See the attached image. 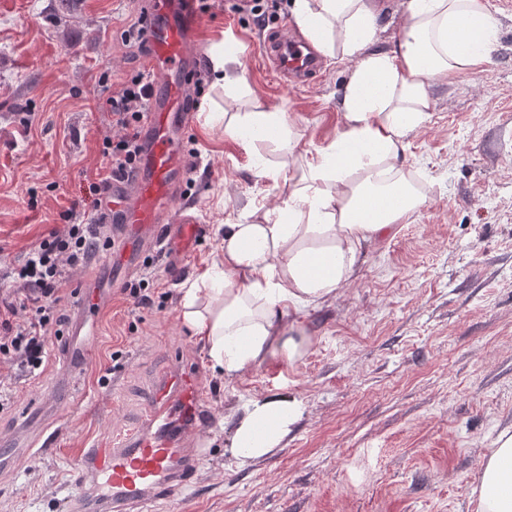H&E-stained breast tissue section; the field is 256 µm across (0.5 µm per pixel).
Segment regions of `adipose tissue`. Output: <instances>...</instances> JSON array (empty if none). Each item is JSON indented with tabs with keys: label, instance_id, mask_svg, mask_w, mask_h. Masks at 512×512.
I'll list each match as a JSON object with an SVG mask.
<instances>
[{
	"label": "adipose tissue",
	"instance_id": "adipose-tissue-1",
	"mask_svg": "<svg viewBox=\"0 0 512 512\" xmlns=\"http://www.w3.org/2000/svg\"><path fill=\"white\" fill-rule=\"evenodd\" d=\"M293 16L324 55L351 63L342 127L315 154L292 161L280 205L225 225L216 258L184 290L180 317L229 380L276 360L298 362L311 338L291 313L335 297L354 279L364 248L426 202L429 184L408 160V138L432 117L431 86L486 64L497 40L487 0H411L389 50L376 46L374 0H294ZM300 414L280 392L247 402L230 436L235 465L275 454ZM475 508L512 512L510 432L482 462Z\"/></svg>",
	"mask_w": 512,
	"mask_h": 512
}]
</instances>
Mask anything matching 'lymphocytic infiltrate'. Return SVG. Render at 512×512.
<instances>
[{"mask_svg": "<svg viewBox=\"0 0 512 512\" xmlns=\"http://www.w3.org/2000/svg\"><path fill=\"white\" fill-rule=\"evenodd\" d=\"M153 77L144 69L123 84L106 105L119 135L105 138L104 155L111 163L90 181V208L65 232L42 239L26 262L15 269L14 285L0 298V365L39 376L48 363L47 343L60 333L65 315L59 291L72 270L93 261L101 250L105 227L97 220L102 194L113 178L132 176L140 157V124L152 93Z\"/></svg>", "mask_w": 512, "mask_h": 512, "instance_id": "1", "label": "lymphocytic infiltrate"}]
</instances>
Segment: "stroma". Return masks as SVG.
<instances>
[{
	"label": "stroma",
	"instance_id": "1",
	"mask_svg": "<svg viewBox=\"0 0 512 512\" xmlns=\"http://www.w3.org/2000/svg\"><path fill=\"white\" fill-rule=\"evenodd\" d=\"M196 64L204 90L186 136L198 167L178 206L208 232L183 267L147 249L160 295L138 308L108 277L105 257L75 269L60 291L74 313L81 286L102 289L96 333L48 346L49 364L17 383L0 411V512H80L81 449L108 448L142 426L159 378L197 375L212 422L191 487L159 512H475L481 462L512 431V9L498 22L489 64L431 89L430 122L410 159L432 183L426 203L382 243L364 249L352 284L298 316L312 338L297 363L274 361L235 382L213 369L180 321L181 288L215 256L225 224L286 199L285 148L209 122L212 113H283L296 153L326 146L341 126L347 64L328 61L305 85L284 82L264 55L274 32L295 30L293 0H207ZM409 0H379L378 48H392ZM145 0H0V270L63 233L114 135L105 102L143 66L121 35ZM235 49L236 83L214 81L211 54ZM267 163L272 172L257 171ZM287 391L301 405L283 447L245 468L227 440L241 405Z\"/></svg>",
	"mask_w": 512,
	"mask_h": 512
}]
</instances>
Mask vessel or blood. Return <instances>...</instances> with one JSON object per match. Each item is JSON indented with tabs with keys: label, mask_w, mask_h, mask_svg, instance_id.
Masks as SVG:
<instances>
[{
	"label": "vessel or blood",
	"mask_w": 512,
	"mask_h": 512,
	"mask_svg": "<svg viewBox=\"0 0 512 512\" xmlns=\"http://www.w3.org/2000/svg\"><path fill=\"white\" fill-rule=\"evenodd\" d=\"M147 3L150 52L145 68L154 83L141 127L140 161L131 178L113 180L97 209L102 223L112 227L109 258L126 272L137 269L152 243L164 245L173 264L183 265L205 234L189 210L172 209L184 178V144L194 118L186 89L201 19L195 0ZM266 54L281 76L296 82L321 70L315 49L295 35L269 38ZM99 302L98 289L84 291L76 308L79 328H96ZM209 419L193 376L162 381L147 404L142 431L115 448L82 449L79 465L91 481L94 512H147L152 503L189 486L204 454L200 436Z\"/></svg>",
	"instance_id": "1"
}]
</instances>
